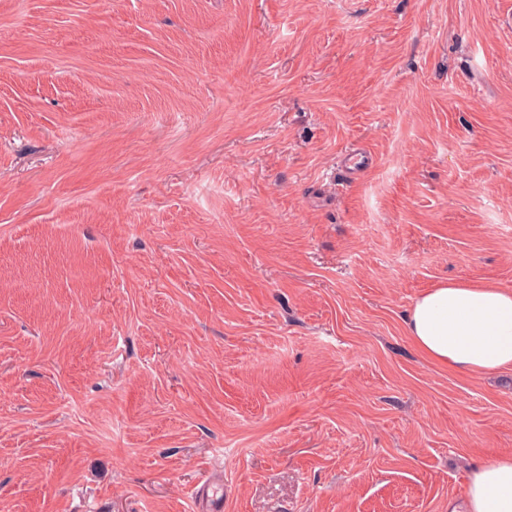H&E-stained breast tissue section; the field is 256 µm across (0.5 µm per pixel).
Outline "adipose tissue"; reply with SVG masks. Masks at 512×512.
Returning a JSON list of instances; mask_svg holds the SVG:
<instances>
[{
  "label": "adipose tissue",
  "instance_id": "adipose-tissue-1",
  "mask_svg": "<svg viewBox=\"0 0 512 512\" xmlns=\"http://www.w3.org/2000/svg\"><path fill=\"white\" fill-rule=\"evenodd\" d=\"M407 331L434 363L480 376L512 368V290L448 281L414 302ZM461 512H512V453L489 457L470 475Z\"/></svg>",
  "mask_w": 512,
  "mask_h": 512
}]
</instances>
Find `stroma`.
<instances>
[{
  "label": "stroma",
  "mask_w": 512,
  "mask_h": 512,
  "mask_svg": "<svg viewBox=\"0 0 512 512\" xmlns=\"http://www.w3.org/2000/svg\"><path fill=\"white\" fill-rule=\"evenodd\" d=\"M450 280L512 290V0H0V512H448L512 453ZM406 323L436 364L472 376L512 368V290L443 282L419 296ZM223 495L224 484L222 480L208 483L196 490L194 494L195 504L196 502L205 503L206 506L209 504L211 510L220 511L223 510Z\"/></svg>",
  "instance_id": "stroma-1"
}]
</instances>
